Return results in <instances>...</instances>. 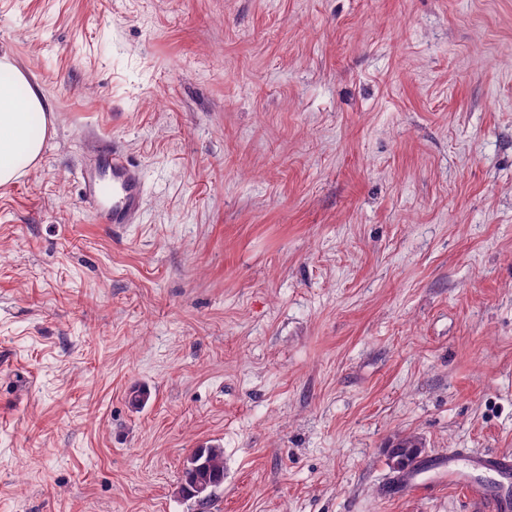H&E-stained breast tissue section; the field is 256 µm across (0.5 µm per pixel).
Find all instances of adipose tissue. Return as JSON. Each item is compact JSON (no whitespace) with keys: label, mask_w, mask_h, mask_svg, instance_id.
Listing matches in <instances>:
<instances>
[{"label":"adipose tissue","mask_w":512,"mask_h":512,"mask_svg":"<svg viewBox=\"0 0 512 512\" xmlns=\"http://www.w3.org/2000/svg\"><path fill=\"white\" fill-rule=\"evenodd\" d=\"M51 131L47 104L28 73L0 55V186L35 166Z\"/></svg>","instance_id":"ef3b65f1"}]
</instances>
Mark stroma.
I'll use <instances>...</instances> for the list:
<instances>
[{
  "instance_id": "stroma-1",
  "label": "stroma",
  "mask_w": 512,
  "mask_h": 512,
  "mask_svg": "<svg viewBox=\"0 0 512 512\" xmlns=\"http://www.w3.org/2000/svg\"><path fill=\"white\" fill-rule=\"evenodd\" d=\"M2 54L54 132L0 188V512H474L387 450L512 452V0H0ZM80 181L82 201L101 223L117 229L137 223L144 201L143 174L121 150L101 153L93 166H84ZM195 451L200 452V456L195 459L193 452L187 460L181 490L186 497L195 499L203 506L224 482V450L218 446H209Z\"/></svg>"
}]
</instances>
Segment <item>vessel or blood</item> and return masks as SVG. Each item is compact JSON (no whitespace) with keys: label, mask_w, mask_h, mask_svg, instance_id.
<instances>
[{"label":"vessel or blood","mask_w":512,"mask_h":512,"mask_svg":"<svg viewBox=\"0 0 512 512\" xmlns=\"http://www.w3.org/2000/svg\"><path fill=\"white\" fill-rule=\"evenodd\" d=\"M83 202L101 223L120 229L137 223L143 206V174L118 149L101 153L94 165L81 171ZM442 471L449 488L462 492L479 512H512V494L506 489L512 482V454L503 451H473L452 448L439 457L423 458L420 471ZM497 475L503 487L492 491L470 480V472Z\"/></svg>","instance_id":"b4317fda"}]
</instances>
